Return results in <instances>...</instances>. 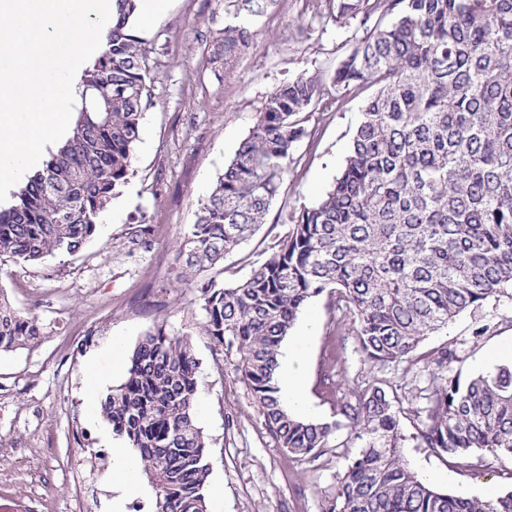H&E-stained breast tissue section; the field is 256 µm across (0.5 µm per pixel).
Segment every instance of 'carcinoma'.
I'll return each instance as SVG.
<instances>
[{
	"label": "carcinoma",
	"instance_id": "obj_1",
	"mask_svg": "<svg viewBox=\"0 0 512 512\" xmlns=\"http://www.w3.org/2000/svg\"><path fill=\"white\" fill-rule=\"evenodd\" d=\"M134 0H115L108 49L82 71L71 136L0 211V257L42 263L74 255L128 181L150 79L130 33ZM374 25L325 84L297 75L274 90L201 203L179 250L204 331L250 390L279 448L317 460L340 423L289 413L274 378L303 306L326 296L338 335L356 337L375 368L425 362L415 438L460 460L512 457V364L460 382L457 350L414 356L424 337L512 291V0H336L335 19ZM252 32L228 26L224 71ZM371 91L343 167L323 197L278 214L270 254L226 287L205 272L266 223L304 113L323 95ZM40 336L0 302V349ZM199 362L191 342L159 327L131 352L125 381L100 404L112 434L139 452L155 512H208L207 443L197 424ZM341 406L360 452L323 512H512V491L486 500L440 493L401 454L403 401L373 379Z\"/></svg>",
	"mask_w": 512,
	"mask_h": 512
}]
</instances>
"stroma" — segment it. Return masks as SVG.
Wrapping results in <instances>:
<instances>
[{
	"instance_id": "obj_1",
	"label": "stroma",
	"mask_w": 512,
	"mask_h": 512,
	"mask_svg": "<svg viewBox=\"0 0 512 512\" xmlns=\"http://www.w3.org/2000/svg\"><path fill=\"white\" fill-rule=\"evenodd\" d=\"M242 25L252 45L225 72L220 46L227 25ZM362 35L358 20L337 24L329 0H268L257 15L239 12L236 0H168L160 16L139 30L149 51L150 91L143 108L141 140L132 173L112 204L110 222H99L84 249L42 264L0 257V295L41 335L17 349L0 351V512H108L110 468L84 478L82 458L106 451L111 426L97 414L88 360L112 370L105 355L113 337L132 351L157 327L188 338L200 363L196 398L199 427L207 441L211 478L222 482L220 512H322L337 475L358 455L348 427H340L327 451L308 462L281 450L268 434L244 383L234 378L224 354L203 329L204 312L193 289L176 281L180 243L200 204L239 144L266 97L301 74L330 78ZM363 98L346 96L340 109L310 113L315 135L297 143L298 163L284 179L271 211L318 201L333 183L360 119ZM340 314L326 297L312 299L281 345L295 336L307 343L306 392L314 422L340 418L351 389L378 377L407 396L426 385L421 366L407 362L373 369L355 337L336 333ZM491 330L474 340L477 320ZM512 344V298L463 313L418 348L425 356L456 348L453 372L461 379L497 366L494 350ZM403 455L417 475H435V490L485 498L512 490V458L474 454L461 468L454 459L419 446L417 421L400 420Z\"/></svg>"
}]
</instances>
